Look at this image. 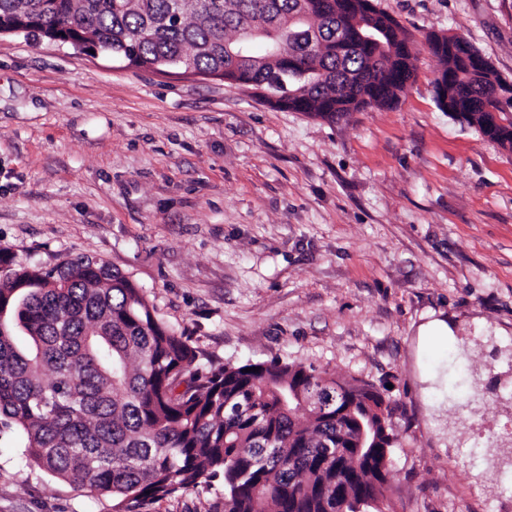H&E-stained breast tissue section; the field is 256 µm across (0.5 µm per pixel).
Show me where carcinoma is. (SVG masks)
I'll return each mask as SVG.
<instances>
[{
    "label": "carcinoma",
    "instance_id": "carcinoma-1",
    "mask_svg": "<svg viewBox=\"0 0 512 512\" xmlns=\"http://www.w3.org/2000/svg\"><path fill=\"white\" fill-rule=\"evenodd\" d=\"M341 2L0 0V32L25 21L136 68L189 64L334 121L392 106L414 78L399 23ZM428 46L452 111L484 135L485 108L498 112L490 140L512 150V98L489 97L502 77L468 43ZM0 435L129 509L219 480L224 512H391L396 435L373 386L295 362L204 366L137 285L87 256L43 270L0 249Z\"/></svg>",
    "mask_w": 512,
    "mask_h": 512
}]
</instances>
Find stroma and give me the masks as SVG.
<instances>
[{
	"instance_id": "1",
	"label": "stroma",
	"mask_w": 512,
	"mask_h": 512,
	"mask_svg": "<svg viewBox=\"0 0 512 512\" xmlns=\"http://www.w3.org/2000/svg\"><path fill=\"white\" fill-rule=\"evenodd\" d=\"M415 80L330 121L224 80L0 36V249L88 256L219 363L302 362L394 405L395 512H486L512 466V151L444 112L426 38L512 81V0H374ZM435 320L451 334L427 336ZM221 484L139 512H215ZM0 512H118L0 447Z\"/></svg>"
}]
</instances>
